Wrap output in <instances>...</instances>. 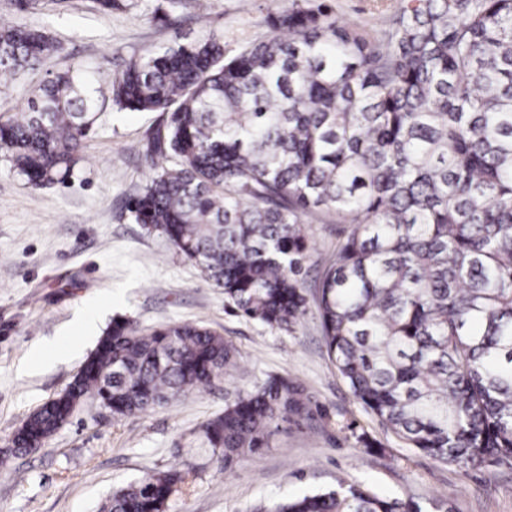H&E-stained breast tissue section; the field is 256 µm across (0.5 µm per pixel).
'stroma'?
<instances>
[{
  "instance_id": "stroma-1",
  "label": "stroma",
  "mask_w": 512,
  "mask_h": 512,
  "mask_svg": "<svg viewBox=\"0 0 512 512\" xmlns=\"http://www.w3.org/2000/svg\"><path fill=\"white\" fill-rule=\"evenodd\" d=\"M337 19L375 36L401 0H330ZM288 0H41L19 12L0 0V21L43 30L61 51L18 81L0 83V118L18 117V85L35 87L58 71L88 69L100 97L134 56L177 38L222 36L228 51L267 35L265 18ZM155 112H99L85 160L70 183L32 189L0 160V512H100L112 492L176 469L185 480L168 512H252L255 505L363 482L383 495L412 497L433 512H512V468L468 471L414 453L351 397L330 362L316 311L288 330L235 314L167 239L146 233L127 210L150 176L141 157ZM335 216L307 218L309 257L302 280L313 288L347 234ZM142 328L204 324L240 352L237 370L147 413L116 419L94 404L41 448L11 454L7 439L33 411L72 382L99 332L113 319ZM300 380L319 406L312 420L283 425L261 455L225 466L199 437L202 422L270 377ZM384 451L368 454L363 440Z\"/></svg>"
}]
</instances>
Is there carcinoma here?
Here are the masks:
<instances>
[{
  "mask_svg": "<svg viewBox=\"0 0 512 512\" xmlns=\"http://www.w3.org/2000/svg\"><path fill=\"white\" fill-rule=\"evenodd\" d=\"M269 28L232 55L208 35L113 74V110L160 114L131 219L271 328L309 312L305 218L355 225L314 297L353 399L437 462L511 466L512 0H402L375 40L326 0H290ZM61 50L40 29L0 25V80ZM22 99L23 116L0 121V158L34 188L67 183L102 108L91 75L59 71ZM238 358L205 325L114 320L69 387L14 430L11 452L52 436L75 405L145 413L230 376ZM317 411L303 383L273 377L206 420L203 444L228 466ZM183 481H132L102 512H167ZM258 510L425 512L363 483Z\"/></svg>",
  "mask_w": 512,
  "mask_h": 512,
  "instance_id": "1",
  "label": "carcinoma"
}]
</instances>
